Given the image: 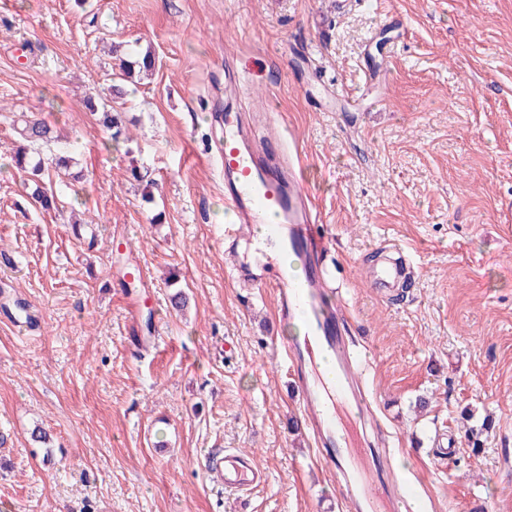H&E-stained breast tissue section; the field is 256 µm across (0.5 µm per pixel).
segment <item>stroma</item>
Returning <instances> with one entry per match:
<instances>
[{"label": "stroma", "instance_id": "1", "mask_svg": "<svg viewBox=\"0 0 512 512\" xmlns=\"http://www.w3.org/2000/svg\"><path fill=\"white\" fill-rule=\"evenodd\" d=\"M134 40L156 71L110 145L85 99L110 108L108 48ZM227 110L267 162L302 158L390 479L425 512H512V0H0V159L24 115L74 157L53 211L0 175V292L42 317L0 322V512H347L272 348L294 328L226 267ZM393 244L387 294L367 276ZM137 263L150 287L123 288ZM227 450L266 484L225 491Z\"/></svg>", "mask_w": 512, "mask_h": 512}]
</instances>
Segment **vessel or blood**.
<instances>
[{"label":"vessel or blood","mask_w":512,"mask_h":512,"mask_svg":"<svg viewBox=\"0 0 512 512\" xmlns=\"http://www.w3.org/2000/svg\"><path fill=\"white\" fill-rule=\"evenodd\" d=\"M217 149L224 167V185L237 208L235 223L225 225L224 240L240 239L241 225L262 234L271 244L287 246L306 269L303 281L287 276L267 280L244 274L251 287L273 291L281 318L299 319L305 334L281 348L296 389L303 398L304 419L314 439L318 459L329 462L344 479L351 512H422L420 498L397 494L386 480L367 475L378 457L371 441L357 438L360 419L371 413L372 403L362 381V357L350 347L338 310L324 306L327 279L319 259L328 239L312 212L310 197L298 177L282 180L279 173L262 169L246 146V134L233 112L224 115V138ZM224 487L249 491L266 481L254 460L238 452L224 456Z\"/></svg>","instance_id":"vessel-or-blood-1"}]
</instances>
